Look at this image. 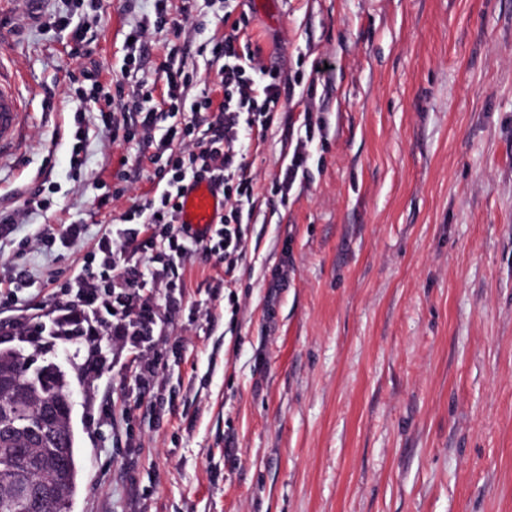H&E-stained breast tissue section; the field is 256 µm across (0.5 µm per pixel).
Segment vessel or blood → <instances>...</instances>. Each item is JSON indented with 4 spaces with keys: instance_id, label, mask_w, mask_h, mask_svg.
Masks as SVG:
<instances>
[{
    "instance_id": "b4317fda",
    "label": "vessel or blood",
    "mask_w": 512,
    "mask_h": 512,
    "mask_svg": "<svg viewBox=\"0 0 512 512\" xmlns=\"http://www.w3.org/2000/svg\"><path fill=\"white\" fill-rule=\"evenodd\" d=\"M27 117L28 103L20 92L18 76L0 61V167L19 153ZM180 204L183 223L201 232L224 213L222 193L206 181L187 183Z\"/></svg>"
}]
</instances>
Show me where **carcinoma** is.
I'll return each mask as SVG.
<instances>
[{
    "instance_id": "carcinoma-1",
    "label": "carcinoma",
    "mask_w": 512,
    "mask_h": 512,
    "mask_svg": "<svg viewBox=\"0 0 512 512\" xmlns=\"http://www.w3.org/2000/svg\"><path fill=\"white\" fill-rule=\"evenodd\" d=\"M28 357L14 350L0 357V512H63L77 488L76 440L68 421L37 442L40 408L70 393V382L57 366L27 368ZM30 486L28 497L14 494L18 479Z\"/></svg>"
}]
</instances>
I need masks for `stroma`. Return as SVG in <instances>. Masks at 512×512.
I'll return each instance as SVG.
<instances>
[{
  "instance_id": "35a3bbf8",
  "label": "stroma",
  "mask_w": 512,
  "mask_h": 512,
  "mask_svg": "<svg viewBox=\"0 0 512 512\" xmlns=\"http://www.w3.org/2000/svg\"><path fill=\"white\" fill-rule=\"evenodd\" d=\"M61 5L35 18L0 0V59L33 92L27 147L0 168V211L21 213L0 239V301L19 298L0 346L70 380V512H512V0H241V41L282 88L245 156L246 257L229 289L204 255L179 267L150 396L121 345L91 373L83 338L26 333L152 196L156 139L183 115L147 132L127 104L162 85L171 46L190 96L222 99L204 47L224 35L223 4L169 0L176 37L154 27L153 0H84L87 55L46 29ZM86 70L129 138L72 112ZM308 120L307 180L280 194ZM34 194L50 209L23 211ZM73 222L80 242H44Z\"/></svg>"
}]
</instances>
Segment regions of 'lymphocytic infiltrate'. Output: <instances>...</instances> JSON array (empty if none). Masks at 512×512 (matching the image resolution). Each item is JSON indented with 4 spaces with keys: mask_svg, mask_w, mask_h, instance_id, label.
I'll use <instances>...</instances> for the list:
<instances>
[{
    "mask_svg": "<svg viewBox=\"0 0 512 512\" xmlns=\"http://www.w3.org/2000/svg\"><path fill=\"white\" fill-rule=\"evenodd\" d=\"M210 52L223 61L217 72L223 101L216 104L206 96L197 103H188L185 89L193 83V74L166 64L162 67V102L159 108L145 110L142 125L154 127L163 111L191 113L213 108L217 111L215 118L202 131L191 122L166 130L157 149L169 152V169L156 173L153 196L124 213L115 234L107 233L99 239L97 248L103 255L99 268L84 264L51 310L53 321L79 327L86 344L96 353L106 352L107 342L121 344L131 370L146 391L158 367L145 347L155 326L163 321V310L178 302L170 275L198 251L222 263L228 275L245 256L244 226L254 212L255 193L244 163L242 131L267 127L281 97L276 83L256 80L257 69L241 48L238 29L212 42ZM188 140L195 144L193 152L172 153L173 144ZM191 179L209 181L221 190V228L199 233L182 223L179 195ZM120 244L143 251V265L124 267L116 250Z\"/></svg>",
    "mask_w": 512,
    "mask_h": 512,
    "instance_id": "f902f5d3",
    "label": "lymphocytic infiltrate"
}]
</instances>
